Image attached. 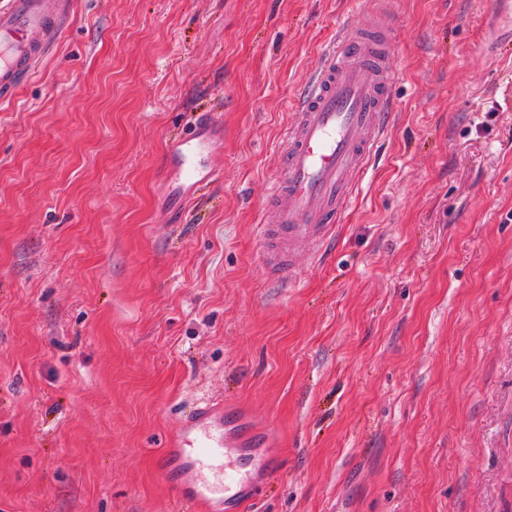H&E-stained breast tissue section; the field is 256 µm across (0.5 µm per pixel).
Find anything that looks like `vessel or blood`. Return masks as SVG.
<instances>
[{
  "label": "vessel or blood",
  "instance_id": "vessel-or-blood-1",
  "mask_svg": "<svg viewBox=\"0 0 512 512\" xmlns=\"http://www.w3.org/2000/svg\"><path fill=\"white\" fill-rule=\"evenodd\" d=\"M69 0H0V99L12 97L60 39ZM379 30L342 21L306 88L292 102V119L279 144L281 164L266 195L258 237L268 275L295 284V257L324 255L379 150L394 112L391 64L394 16ZM222 129L202 119L171 141L164 164L175 170L184 200L216 180L192 158L214 149ZM240 443L224 424V406L209 401L185 417L160 461L176 512H245L270 470L264 460L232 463Z\"/></svg>",
  "mask_w": 512,
  "mask_h": 512
}]
</instances>
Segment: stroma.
Wrapping results in <instances>:
<instances>
[{"label": "stroma", "instance_id": "1", "mask_svg": "<svg viewBox=\"0 0 512 512\" xmlns=\"http://www.w3.org/2000/svg\"><path fill=\"white\" fill-rule=\"evenodd\" d=\"M383 6L393 123L274 288L277 136L353 0H74L0 102V512H172L159 457L207 399L276 464L248 512H512V38L495 0ZM204 112L222 177L174 223ZM221 132V127L215 126L213 120L205 117L188 137L171 141L168 144L164 164L175 170L177 179L183 188L182 208L193 199L201 185L217 179L218 174L215 170L207 166H196L192 162V158L215 149L217 137Z\"/></svg>", "mask_w": 512, "mask_h": 512}]
</instances>
